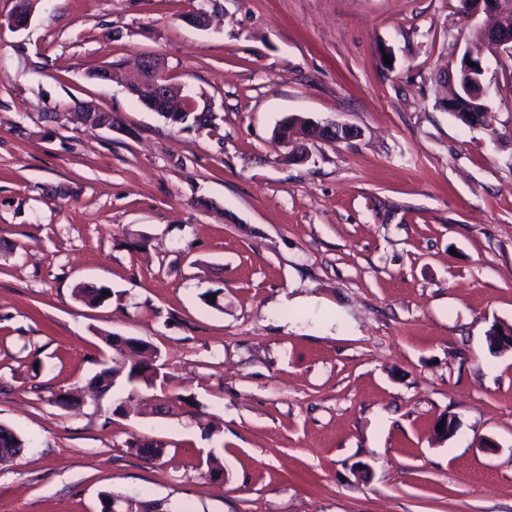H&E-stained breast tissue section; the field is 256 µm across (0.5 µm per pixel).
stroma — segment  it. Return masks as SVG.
<instances>
[{
  "mask_svg": "<svg viewBox=\"0 0 512 512\" xmlns=\"http://www.w3.org/2000/svg\"><path fill=\"white\" fill-rule=\"evenodd\" d=\"M216 3L200 30L207 0H39L17 30L0 0V424L29 442L0 512H99L110 488L162 512H512V351L486 339L512 326V59L471 128L439 105L487 20L458 0ZM146 55L213 130L90 77ZM82 101L120 130L71 122ZM295 115L358 135L297 162L273 138ZM107 333L150 342L210 431L142 383L137 416L58 405Z\"/></svg>",
  "mask_w": 512,
  "mask_h": 512,
  "instance_id": "stroma-1",
  "label": "stroma"
}]
</instances>
